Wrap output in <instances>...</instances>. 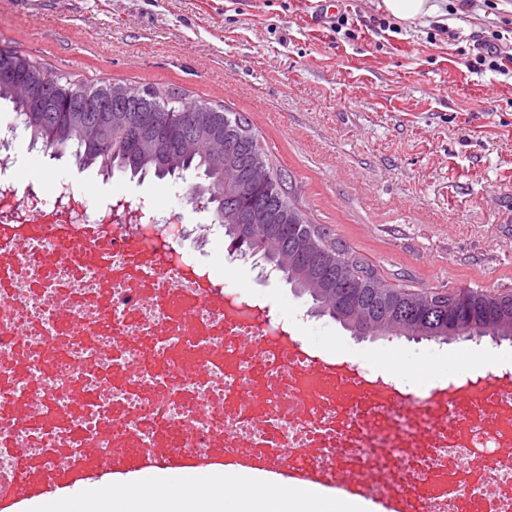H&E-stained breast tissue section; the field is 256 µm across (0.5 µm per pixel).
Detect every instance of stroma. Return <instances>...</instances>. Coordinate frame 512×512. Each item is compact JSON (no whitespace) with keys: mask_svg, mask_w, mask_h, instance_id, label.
Returning a JSON list of instances; mask_svg holds the SVG:
<instances>
[{"mask_svg":"<svg viewBox=\"0 0 512 512\" xmlns=\"http://www.w3.org/2000/svg\"><path fill=\"white\" fill-rule=\"evenodd\" d=\"M349 34L315 25L316 0H0V50L58 75L165 86L247 117L313 223L385 284L512 289V0H433L410 23L383 0H342ZM506 73L473 71L483 43ZM21 182H71L93 200L117 196L187 223L211 221L189 202L194 175L138 183L103 179L72 160L21 149ZM202 257L321 352L436 384L483 360L512 364V343L362 338L313 316L253 260L225 269V245L199 237Z\"/></svg>","mask_w":512,"mask_h":512,"instance_id":"obj_1","label":"stroma"}]
</instances>
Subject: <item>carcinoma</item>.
<instances>
[{
	"mask_svg": "<svg viewBox=\"0 0 512 512\" xmlns=\"http://www.w3.org/2000/svg\"><path fill=\"white\" fill-rule=\"evenodd\" d=\"M0 103L31 146L56 159L67 156L81 169L139 181L195 174L211 188L208 209L224 226L229 247L272 266L311 300V312L356 336L512 341V292L383 286L328 227L310 222L238 112L187 102L175 88H88L14 51L0 53Z\"/></svg>",
	"mask_w": 512,
	"mask_h": 512,
	"instance_id": "cac0c4a2",
	"label": "carcinoma"
}]
</instances>
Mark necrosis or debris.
Masks as SVG:
<instances>
[{
	"instance_id": "1",
	"label": "necrosis or debris",
	"mask_w": 512,
	"mask_h": 512,
	"mask_svg": "<svg viewBox=\"0 0 512 512\" xmlns=\"http://www.w3.org/2000/svg\"><path fill=\"white\" fill-rule=\"evenodd\" d=\"M23 138L0 123L1 507L27 499L31 469H200L220 448L404 512H512L511 369L410 389L316 352L200 260L190 225L64 182L31 192Z\"/></svg>"
}]
</instances>
